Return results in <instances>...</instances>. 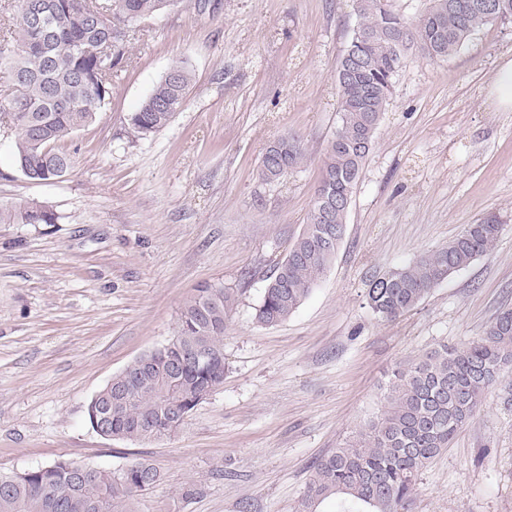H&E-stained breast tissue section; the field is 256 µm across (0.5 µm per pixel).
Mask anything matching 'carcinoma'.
Listing matches in <instances>:
<instances>
[{
  "label": "carcinoma",
  "instance_id": "obj_1",
  "mask_svg": "<svg viewBox=\"0 0 512 512\" xmlns=\"http://www.w3.org/2000/svg\"><path fill=\"white\" fill-rule=\"evenodd\" d=\"M17 16L0 40V69L12 85L0 100V117L14 132V166L43 183L75 166L59 144L94 122L112 96V77L129 60L139 23L175 0H17ZM357 22L336 69V131L325 149L315 189L327 198L353 197L375 134L393 95L409 50L445 60L485 26L512 18V0H428L412 22L391 0H355ZM193 82L185 65L172 66L139 108L130 114L132 134L146 138L164 128L185 104ZM305 157L301 140L281 136L264 149L259 178L277 185ZM348 207L329 208L314 197L303 231L275 263L255 318L262 326L288 319L332 267L347 231ZM43 203L0 206V224H54ZM501 219L484 216L435 250L394 272L370 280L367 301L383 321L414 309L433 288L467 268L498 240ZM235 295L205 284L181 308L174 340L162 357L181 361L179 375L121 371L110 391L129 388L133 401L112 405L115 439L149 443L162 439L155 427L173 401L192 410L198 387L224 381V329ZM206 356L183 361L186 350ZM512 366V308L500 310L482 336L458 347L446 345L398 366L385 383L384 409L344 446L317 461L296 512H400L429 462L449 447L458 430L482 408ZM161 471L148 459L119 472L92 468L74 475L66 462L30 471L27 480L0 474V512H133L129 484L157 486Z\"/></svg>",
  "mask_w": 512,
  "mask_h": 512
}]
</instances>
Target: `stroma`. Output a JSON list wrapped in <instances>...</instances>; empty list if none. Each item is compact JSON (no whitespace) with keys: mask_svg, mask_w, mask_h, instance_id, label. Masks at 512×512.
I'll return each mask as SVG.
<instances>
[{"mask_svg":"<svg viewBox=\"0 0 512 512\" xmlns=\"http://www.w3.org/2000/svg\"><path fill=\"white\" fill-rule=\"evenodd\" d=\"M353 0H177L142 22L96 121L64 143L76 165L34 183L0 128V205H50L54 224H0V472L60 460L163 479L134 512H295L313 464L384 406L405 360L479 337L512 307V112L490 97L512 22L445 61L411 51L375 137L331 270L288 320H255L266 276L301 231L337 124L336 67ZM194 85L171 124L135 138L128 117L177 63ZM299 135L305 159L261 182L266 145ZM495 213L489 251L411 312L376 318L370 280ZM237 301L224 381L173 436L97 435L90 399L175 334L205 283ZM195 489L184 498L186 489ZM407 512H512V407L500 390L423 470Z\"/></svg>","mask_w":512,"mask_h":512,"instance_id":"stroma-1","label":"stroma"}]
</instances>
